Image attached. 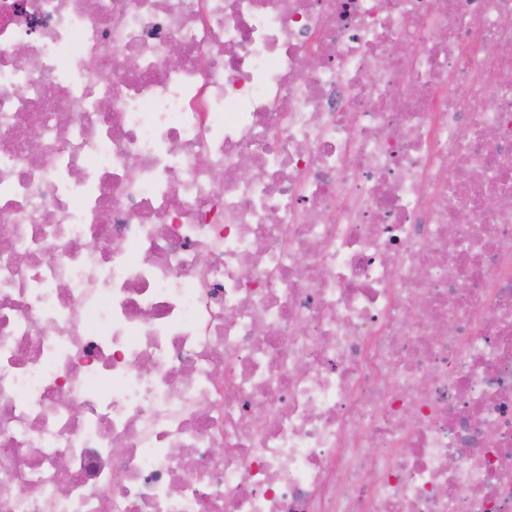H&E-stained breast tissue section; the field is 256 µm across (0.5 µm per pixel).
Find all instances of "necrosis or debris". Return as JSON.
Segmentation results:
<instances>
[{
	"instance_id": "4bbe7bcc",
	"label": "necrosis or debris",
	"mask_w": 512,
	"mask_h": 512,
	"mask_svg": "<svg viewBox=\"0 0 512 512\" xmlns=\"http://www.w3.org/2000/svg\"><path fill=\"white\" fill-rule=\"evenodd\" d=\"M0 512H512V0H0Z\"/></svg>"
}]
</instances>
